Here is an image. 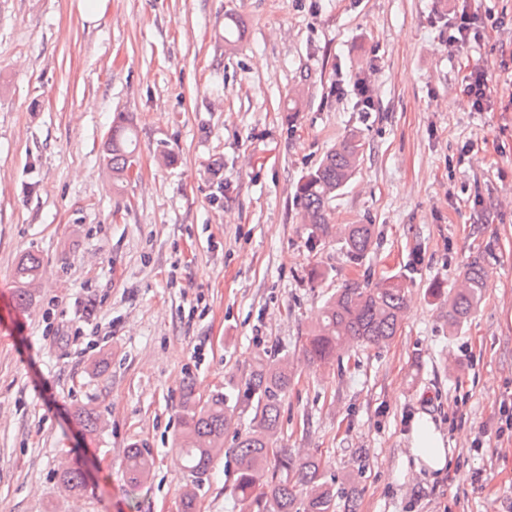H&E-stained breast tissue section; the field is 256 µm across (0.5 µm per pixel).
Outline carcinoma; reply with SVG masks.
Returning <instances> with one entry per match:
<instances>
[{"instance_id": "1", "label": "carcinoma", "mask_w": 512, "mask_h": 512, "mask_svg": "<svg viewBox=\"0 0 512 512\" xmlns=\"http://www.w3.org/2000/svg\"><path fill=\"white\" fill-rule=\"evenodd\" d=\"M135 142L136 132L125 113H116L105 158L112 187L119 192L136 165ZM363 158L364 143L360 134L353 131L302 176L296 197L300 221L309 226V236L329 233L331 205L349 187ZM342 241L352 260L362 259L373 246V225H346ZM40 274L36 255L20 258L14 271L19 305L32 301L33 293L27 285ZM486 288L482 264L475 259L462 270L453 291L448 293L450 328H458L477 311ZM405 302L406 286L399 276H389L374 285L359 279L345 281L325 295L320 318L303 343L304 354L311 363L321 366L328 364L336 348L346 343L378 347L388 344L399 331ZM292 377L288 356L272 357L259 351L253 367L241 378L244 390H216L205 399L187 392L182 404V430L175 442L183 467L197 481L208 474L224 453L228 422L244 406L253 413L252 426L235 439L237 473L231 488L242 505L255 504L262 512H356L353 499L344 498L336 476H327L317 461L297 458L274 440L280 429L281 403ZM271 462L279 477L260 492V477ZM152 465L147 449L138 445L127 448L124 469L130 484H140ZM83 482L84 474L78 468H66L60 473V484L70 493L80 491Z\"/></svg>"}]
</instances>
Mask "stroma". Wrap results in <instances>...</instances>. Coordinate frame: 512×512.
<instances>
[{
  "label": "stroma",
  "mask_w": 512,
  "mask_h": 512,
  "mask_svg": "<svg viewBox=\"0 0 512 512\" xmlns=\"http://www.w3.org/2000/svg\"><path fill=\"white\" fill-rule=\"evenodd\" d=\"M85 2L0 0V512H180L191 487L197 512H241L232 452L195 483L173 443L185 385L206 398L260 350L295 361L281 445L346 479L356 512H512V435H494L512 416V0H102L94 22ZM117 112L138 136L120 192ZM353 130L336 230L309 240L296 185ZM356 222L376 229L359 265L338 232ZM29 252L43 275L21 309ZM476 258L483 303L449 331L432 289ZM393 275L408 292L389 344L303 360L326 289ZM422 416L446 440L440 478L405 461ZM133 443L154 458L136 487ZM488 75L485 71L473 72L469 77L466 85L467 95L472 98V105H480L486 100L488 92H490L488 84ZM136 132L124 112H117L112 119L110 139L105 150L106 167L112 174V187L122 191L136 165ZM40 274V260L36 255L27 254L20 258L14 271V281L16 283L15 297L19 305L25 306L32 301L33 293L29 288L31 290L37 288V278H39Z\"/></svg>",
  "instance_id": "stroma-1"
}]
</instances>
